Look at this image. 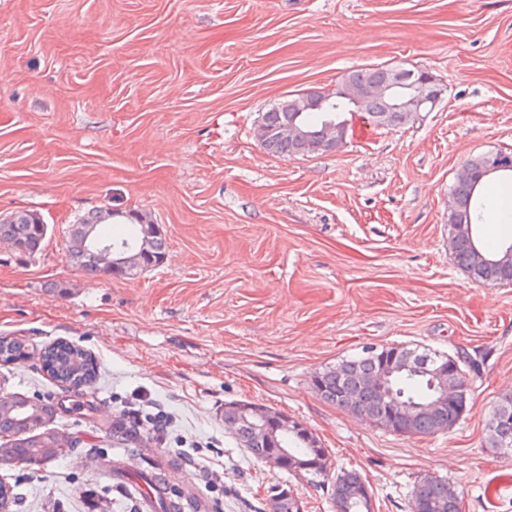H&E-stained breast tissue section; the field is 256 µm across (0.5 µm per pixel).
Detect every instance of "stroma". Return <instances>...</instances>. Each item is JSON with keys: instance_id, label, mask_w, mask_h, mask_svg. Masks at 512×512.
Instances as JSON below:
<instances>
[{"instance_id": "stroma-1", "label": "stroma", "mask_w": 512, "mask_h": 512, "mask_svg": "<svg viewBox=\"0 0 512 512\" xmlns=\"http://www.w3.org/2000/svg\"><path fill=\"white\" fill-rule=\"evenodd\" d=\"M379 64L431 71L436 107L329 155L260 146L275 103ZM496 150L512 153V0H0V215L48 226L35 255L0 245V337L28 353L0 362V392L58 404L50 427L72 443L38 466L0 462L11 512H146L127 479L152 462L207 510L269 512L287 484L303 512H335L329 485L239 446L233 401L309 428L373 512H410L426 477L462 512H512V456L487 441L512 393V284L474 281L448 247L456 173ZM496 199L512 180L479 192L491 252L512 244ZM112 208L159 224L160 266L126 280L72 261L67 226ZM59 342L93 355L92 382L68 392L44 371ZM400 344L465 371L449 430L401 436L315 391L341 359ZM119 418L134 443L108 436Z\"/></svg>"}]
</instances>
